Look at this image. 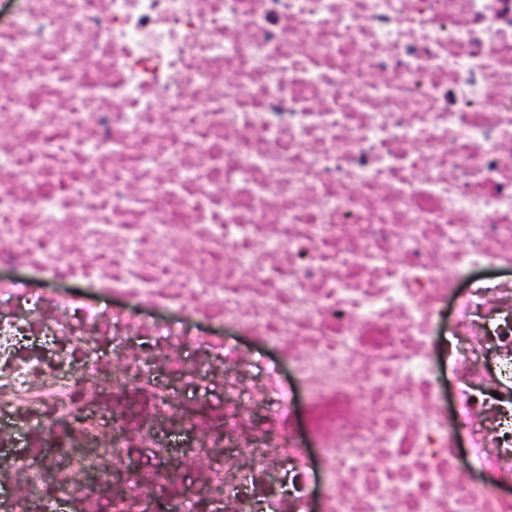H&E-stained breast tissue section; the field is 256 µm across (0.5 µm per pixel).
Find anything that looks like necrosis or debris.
Masks as SVG:
<instances>
[{
	"label": "necrosis or debris",
	"mask_w": 512,
	"mask_h": 512,
	"mask_svg": "<svg viewBox=\"0 0 512 512\" xmlns=\"http://www.w3.org/2000/svg\"><path fill=\"white\" fill-rule=\"evenodd\" d=\"M511 266L512 0H0V512H512Z\"/></svg>",
	"instance_id": "obj_1"
}]
</instances>
